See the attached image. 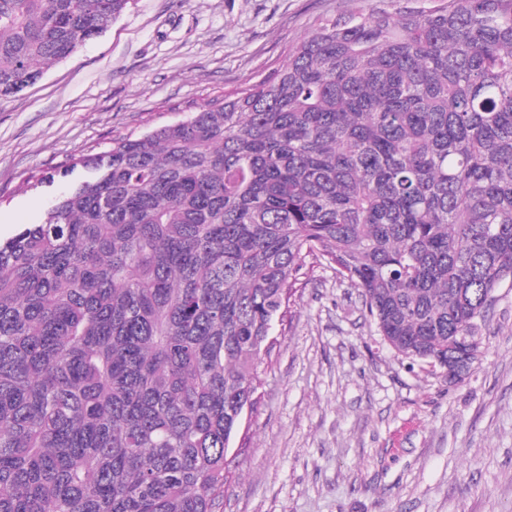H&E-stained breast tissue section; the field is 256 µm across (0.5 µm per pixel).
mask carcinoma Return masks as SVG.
Returning <instances> with one entry per match:
<instances>
[{"label": "carcinoma", "instance_id": "obj_1", "mask_svg": "<svg viewBox=\"0 0 512 512\" xmlns=\"http://www.w3.org/2000/svg\"><path fill=\"white\" fill-rule=\"evenodd\" d=\"M321 23L269 79L77 163L0 243V512H219L307 259L398 355H466L512 280V0ZM129 0H0V98Z\"/></svg>", "mask_w": 512, "mask_h": 512}]
</instances>
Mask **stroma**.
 Returning <instances> with one entry per match:
<instances>
[{
	"label": "stroma",
	"mask_w": 512,
	"mask_h": 512,
	"mask_svg": "<svg viewBox=\"0 0 512 512\" xmlns=\"http://www.w3.org/2000/svg\"><path fill=\"white\" fill-rule=\"evenodd\" d=\"M395 0H130L102 36L0 98V241L41 223L113 139L280 69L319 23ZM464 382L401 358L358 288L307 265L227 454L224 512H512V281Z\"/></svg>",
	"instance_id": "obj_1"
}]
</instances>
